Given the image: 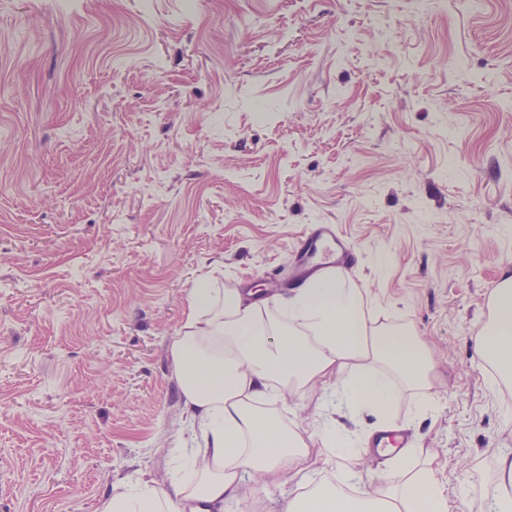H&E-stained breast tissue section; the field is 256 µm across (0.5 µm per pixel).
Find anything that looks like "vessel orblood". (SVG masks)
<instances>
[{
	"label": "vessel or blood",
	"instance_id": "obj_1",
	"mask_svg": "<svg viewBox=\"0 0 512 512\" xmlns=\"http://www.w3.org/2000/svg\"><path fill=\"white\" fill-rule=\"evenodd\" d=\"M355 265L352 250L339 236L335 226L316 224L309 227L293 247V261L287 280L273 279L272 287L295 284L324 270H349Z\"/></svg>",
	"mask_w": 512,
	"mask_h": 512
}]
</instances>
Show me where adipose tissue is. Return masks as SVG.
<instances>
[{
	"mask_svg": "<svg viewBox=\"0 0 512 512\" xmlns=\"http://www.w3.org/2000/svg\"><path fill=\"white\" fill-rule=\"evenodd\" d=\"M352 277L330 272L292 289L285 304H258L240 289L189 292L171 351L184 396L183 417L194 436L189 450L195 484L175 480V495L139 479L113 493L100 512H224L235 502L260 512L263 496L289 489L287 512H447L433 456L408 445L385 459L382 482L359 491L356 470L329 478L307 472L310 445L321 441L341 459L351 434L325 422L309 432L278 413L320 384L323 410L383 411L400 387L427 404L433 360L407 329L378 321ZM493 316L477 338L480 359L512 380V272L492 296Z\"/></svg>",
	"mask_w": 512,
	"mask_h": 512,
	"instance_id": "adipose-tissue-1",
	"label": "adipose tissue"
}]
</instances>
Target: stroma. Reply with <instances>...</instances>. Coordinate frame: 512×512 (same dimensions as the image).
<instances>
[{
    "label": "stroma",
    "instance_id": "35a3bbf8",
    "mask_svg": "<svg viewBox=\"0 0 512 512\" xmlns=\"http://www.w3.org/2000/svg\"><path fill=\"white\" fill-rule=\"evenodd\" d=\"M335 225L434 359L397 421L449 512L490 502L512 386L474 338L512 270V0H0V512L168 486L191 288L261 285Z\"/></svg>",
    "mask_w": 512,
    "mask_h": 512
}]
</instances>
